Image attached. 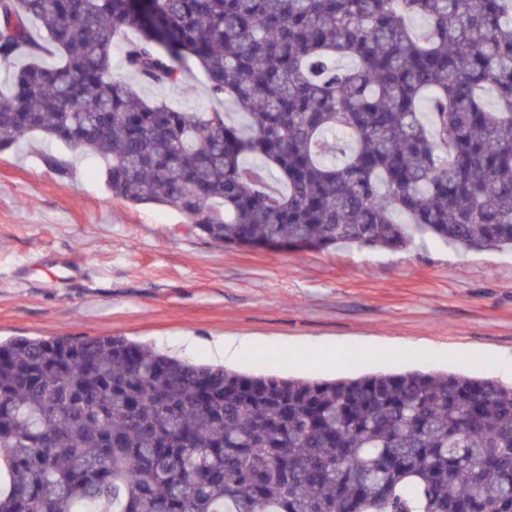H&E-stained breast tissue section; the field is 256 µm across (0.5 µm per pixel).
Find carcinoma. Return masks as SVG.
<instances>
[{
	"label": "carcinoma",
	"instance_id": "cac0c4a2",
	"mask_svg": "<svg viewBox=\"0 0 512 512\" xmlns=\"http://www.w3.org/2000/svg\"><path fill=\"white\" fill-rule=\"evenodd\" d=\"M127 29L132 77L192 62L243 123L112 77ZM0 69V152L61 144L226 248L512 247V0H0ZM0 459V512H512V386L21 337L0 345Z\"/></svg>",
	"mask_w": 512,
	"mask_h": 512
}]
</instances>
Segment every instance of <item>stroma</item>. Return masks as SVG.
I'll use <instances>...</instances> for the list:
<instances>
[{"mask_svg": "<svg viewBox=\"0 0 512 512\" xmlns=\"http://www.w3.org/2000/svg\"><path fill=\"white\" fill-rule=\"evenodd\" d=\"M187 112L222 108L190 67L174 86H139ZM40 137L0 152V340L123 336L192 361L209 342L257 339L246 374L332 380L466 372L503 379L512 359V252L434 239L299 253L227 248L176 210L115 199L91 158L60 174ZM198 340L181 348L184 336Z\"/></svg>", "mask_w": 512, "mask_h": 512, "instance_id": "stroma-1", "label": "stroma"}]
</instances>
